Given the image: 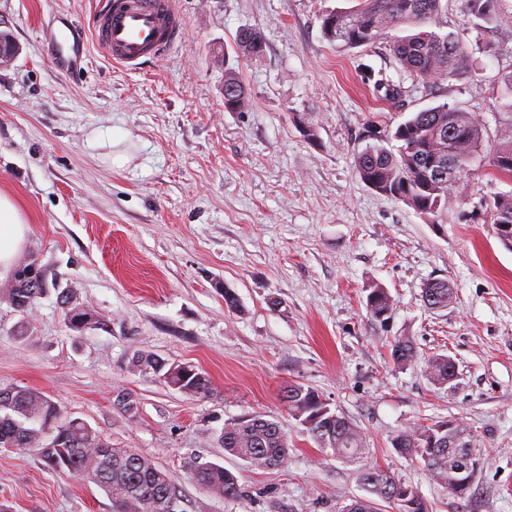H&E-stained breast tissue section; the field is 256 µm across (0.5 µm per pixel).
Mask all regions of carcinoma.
I'll use <instances>...</instances> for the list:
<instances>
[{
    "label": "carcinoma",
    "mask_w": 512,
    "mask_h": 512,
    "mask_svg": "<svg viewBox=\"0 0 512 512\" xmlns=\"http://www.w3.org/2000/svg\"><path fill=\"white\" fill-rule=\"evenodd\" d=\"M444 0H357L350 9L326 14L322 30L326 38L346 49L385 44L403 72L415 81L434 87L455 79L467 67L468 51L453 32L444 30L441 17ZM500 0H465L467 13L476 29L492 21L498 14ZM401 27L413 33L399 36ZM235 44L245 56L263 55L266 43L256 28L238 31ZM363 80L373 83L382 99L394 100L400 90L383 74L367 69ZM224 107L238 99L250 103L251 93L232 69L224 74ZM509 133L491 152L488 162L500 174L512 177V101L504 104ZM486 126L483 119L446 103L412 113L393 133L382 138L371 136V142L355 156V169L360 180L375 191L405 201L416 211L437 215L448 209V192L461 179L470 164L481 157ZM398 142L396 150L385 142ZM491 223L512 225V196L494 194L484 201ZM47 292L43 278L14 277L3 289L5 298L18 311ZM453 291L445 280L434 279L423 290V302L440 310L448 307ZM59 302L70 325L81 327L89 312L80 304L75 292L64 290ZM366 307L371 316L382 319L393 311V301L386 289L375 286L367 295ZM415 355L412 342L398 339L392 345L391 357L397 364L411 361ZM138 365L164 378L181 384L191 397L209 391L210 380L189 363L169 364L154 356L138 358ZM455 369L447 356L435 355L427 363L428 377L439 385L448 383V370ZM282 398L288 411L297 418L321 448H330L338 457H351L361 452L363 438L357 427L344 416L332 411L318 392L301 385H290ZM448 421L431 424L414 423L395 437L400 453L417 456L428 474L452 495L456 490L449 482ZM224 449L255 468L281 465L288 455V440L278 421L261 416H247L225 424L222 434ZM0 447L41 449V455L52 470L78 475L96 482L112 499V512H169L176 500L174 481L157 468L144 454L129 448H112L85 423L60 420L56 404L46 396L25 388L0 389ZM193 479L208 490L226 498L241 496L237 477L229 470L213 464L193 466ZM362 481L371 494L354 499L343 512H377L376 500L401 504L403 512H429L418 492L387 471L369 467Z\"/></svg>",
    "instance_id": "carcinoma-1"
}]
</instances>
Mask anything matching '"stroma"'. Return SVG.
<instances>
[{"mask_svg":"<svg viewBox=\"0 0 512 512\" xmlns=\"http://www.w3.org/2000/svg\"><path fill=\"white\" fill-rule=\"evenodd\" d=\"M350 4L175 0L185 38L168 54L132 70L93 45L77 77L57 69L40 30L54 19L87 30L93 0H0V32L17 48L0 68V191L28 222L19 263L37 264L48 288L22 313L0 298V387L41 392L62 418L143 453L173 476L178 512H341L367 497L371 466L412 485L429 512H512V250L482 208L512 194V177L478 159L433 216L372 190L354 167L369 132L444 102L481 115L486 145L497 142L512 0L479 30L448 0L443 20L472 70L432 94L383 46L325 38L323 16ZM244 27L261 30L263 56L237 51ZM366 66L400 84V98L380 100ZM228 67L250 89L246 111L224 107ZM434 279L453 288L447 309L424 305ZM374 285L394 301L383 321L365 306ZM64 288L95 326L71 328ZM228 289L239 310L226 309ZM404 337L416 355L397 365L391 346ZM436 354L456 365L448 384L425 373ZM140 355L195 365L209 393L184 395L138 367ZM289 385L351 421L362 454L319 448L281 400ZM254 415L288 437L278 468L224 449L225 423ZM439 420L462 424L479 449L468 499L392 446L408 425ZM197 462L232 471L243 497L196 483ZM0 512H112V500L51 470L39 449L0 448Z\"/></svg>","mask_w":512,"mask_h":512,"instance_id":"obj_1","label":"stroma"}]
</instances>
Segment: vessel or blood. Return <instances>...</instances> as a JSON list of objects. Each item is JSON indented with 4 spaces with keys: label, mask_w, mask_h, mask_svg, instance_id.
Listing matches in <instances>:
<instances>
[{
    "label": "vessel or blood",
    "mask_w": 512,
    "mask_h": 512,
    "mask_svg": "<svg viewBox=\"0 0 512 512\" xmlns=\"http://www.w3.org/2000/svg\"><path fill=\"white\" fill-rule=\"evenodd\" d=\"M89 28L107 57L133 69L160 59L184 34L175 0H94ZM41 32L63 71L84 73L87 47L77 31L48 25Z\"/></svg>",
    "instance_id": "1"
}]
</instances>
